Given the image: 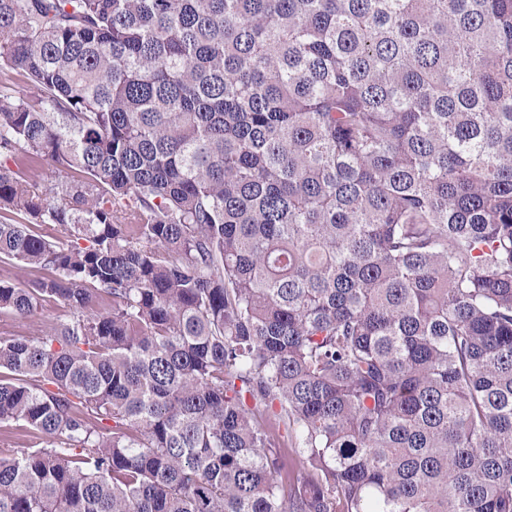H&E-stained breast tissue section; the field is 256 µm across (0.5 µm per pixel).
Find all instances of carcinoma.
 <instances>
[{"instance_id":"carcinoma-1","label":"carcinoma","mask_w":512,"mask_h":512,"mask_svg":"<svg viewBox=\"0 0 512 512\" xmlns=\"http://www.w3.org/2000/svg\"><path fill=\"white\" fill-rule=\"evenodd\" d=\"M0 259V512H512V0H0ZM69 319L68 308L54 299H47L27 317L0 312V336H33ZM1 433L13 436L12 441L9 442V448H40L47 445L46 439L30 432L22 423L0 427V437Z\"/></svg>"}]
</instances>
